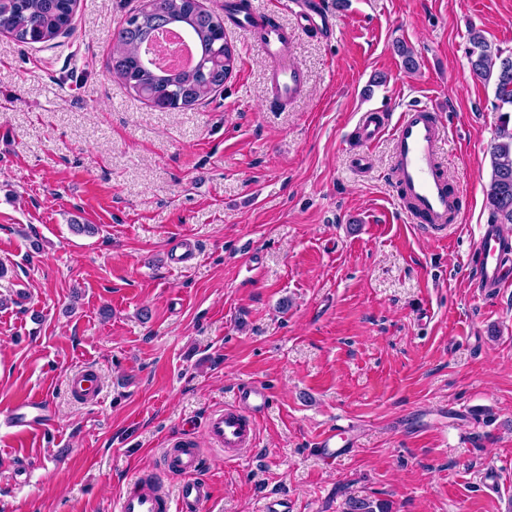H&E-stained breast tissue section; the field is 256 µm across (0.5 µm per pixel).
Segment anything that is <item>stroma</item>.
I'll use <instances>...</instances> for the list:
<instances>
[{
  "label": "stroma",
  "mask_w": 512,
  "mask_h": 512,
  "mask_svg": "<svg viewBox=\"0 0 512 512\" xmlns=\"http://www.w3.org/2000/svg\"><path fill=\"white\" fill-rule=\"evenodd\" d=\"M318 2L330 26L288 44L304 86L286 106L230 25L236 66L209 100L129 91L112 35L141 0H77L46 43L0 32V409L30 392L50 415L25 435L0 417V512H113L188 431L203 512H512V287L474 288L500 114L466 55L474 30L512 55V0ZM416 104L460 195L444 240L410 223L389 136L359 138L364 112ZM85 365L94 403L67 386ZM248 382L271 400L229 462L204 417ZM337 424L354 449L329 466L315 443Z\"/></svg>",
  "instance_id": "obj_1"
}]
</instances>
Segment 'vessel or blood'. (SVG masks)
Wrapping results in <instances>:
<instances>
[{"label": "vessel or blood", "instance_id": "b4317fda", "mask_svg": "<svg viewBox=\"0 0 512 512\" xmlns=\"http://www.w3.org/2000/svg\"><path fill=\"white\" fill-rule=\"evenodd\" d=\"M228 21L255 35L260 51L271 64L270 84L275 99L282 103L295 101L302 91L303 78L300 69L285 54L293 32L248 10L234 13ZM361 123L363 143L390 135L396 179L411 222L436 238H443L456 214L457 191L444 176L439 156L441 129L430 108L422 106L400 113L393 123L385 113L369 112ZM476 250L479 255L476 281L482 296L494 297L501 289L512 286V238L502 234L496 225L483 224L479 227ZM69 388L83 400L96 399L100 392L97 375L88 370L74 373ZM269 400L267 388L252 382L239 390L235 404L216 409L207 416L206 435L213 446L223 450L226 460H235L236 450L254 445L257 419ZM46 413L45 399L28 395L15 400L4 415L24 434L40 429ZM348 434V428L340 425L325 431L316 444L319 456L333 461L346 455ZM202 460L199 448L190 438L172 441L165 470L177 478V493L165 492L156 477L144 475L136 478L131 488L119 497L114 512H202L210 496L207 484L199 477Z\"/></svg>", "mask_w": 512, "mask_h": 512}]
</instances>
